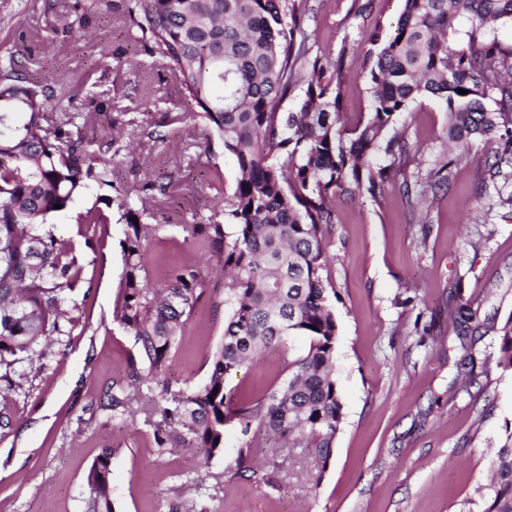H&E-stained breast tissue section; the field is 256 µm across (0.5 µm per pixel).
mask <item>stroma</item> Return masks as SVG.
Returning <instances> with one entry per match:
<instances>
[{"mask_svg":"<svg viewBox=\"0 0 512 512\" xmlns=\"http://www.w3.org/2000/svg\"><path fill=\"white\" fill-rule=\"evenodd\" d=\"M296 3L304 54L282 109L303 98L308 60L341 58L343 121L354 127L371 110L361 67L365 33L377 21L395 24L403 0ZM82 14L86 27L64 30ZM19 41L30 48L31 78L83 80L94 85L103 106L83 135L111 159L113 184L91 186L54 217L63 238L78 239L76 214L104 206L113 189L135 205L148 183L169 185L152 218L158 227L148 245L152 280L163 282L172 269L195 263L210 290L152 388L204 382L224 334V267L192 250L181 227L223 222L203 179L217 169L223 190L232 192L234 157L180 97L165 63L141 52L119 12L92 7L90 0H0V55ZM103 48L110 56L100 57ZM95 104L80 95L60 106L90 112ZM156 131L166 141L154 140ZM384 136L403 139L406 155L378 152L375 162L387 174L382 194H337L335 222L325 233L322 276L334 291L343 402L326 469L271 435L267 445L277 453L278 469L262 455L239 477V425L226 427L224 448L213 457L186 449L161 456L148 398L134 400L121 423L101 410L106 388L125 379L139 357L132 336L112 317L125 273L124 226L114 221L97 252L83 256L84 285L75 292L72 332L60 353L46 366H33L23 391L6 404L11 423L0 428V512H84L85 476L108 448L115 512H170L179 495L201 501L209 512H483L491 461L512 432V373L496 365L492 331L512 316V160L495 157L494 144L471 143L449 186L431 190L433 173L448 160V114L428 98L397 115ZM454 289L489 326L481 339L458 338L449 326ZM305 348L303 339L293 338L227 385L247 396L265 394L285 383L288 356ZM468 354L482 389L461 387L457 365Z\"/></svg>","mask_w":512,"mask_h":512,"instance_id":"35a3bbf8","label":"stroma"}]
</instances>
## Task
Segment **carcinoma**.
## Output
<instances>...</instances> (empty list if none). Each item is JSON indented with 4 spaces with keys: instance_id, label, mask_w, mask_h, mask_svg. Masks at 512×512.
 Wrapping results in <instances>:
<instances>
[{
    "instance_id": "1",
    "label": "carcinoma",
    "mask_w": 512,
    "mask_h": 512,
    "mask_svg": "<svg viewBox=\"0 0 512 512\" xmlns=\"http://www.w3.org/2000/svg\"><path fill=\"white\" fill-rule=\"evenodd\" d=\"M115 9L134 31L143 52L165 61L182 98L234 156L239 177L224 201V223L184 224L183 240L224 264V334L211 356L206 381L168 386L151 399L159 414L153 440L158 454L224 448V426H242L236 471H249L264 430L304 448L314 466L326 468L343 421L334 355L338 325L322 271L323 235L334 223L336 191L362 185L381 192L385 171L372 165L385 130L397 114L426 97L448 112V139H499L512 154V72L494 43L477 31L512 20V0H404L392 37L381 24L366 32L363 59L372 108L366 122L342 124L340 68L316 58L307 88L294 110L281 111L292 67L304 44L293 0H120ZM472 24L467 44L458 23ZM21 51L0 57V400L24 388L25 364L55 355L70 334L65 323L76 309L73 292L83 264L73 246L56 234L52 217L68 210L91 184L113 187L112 161L81 136L96 120L88 112H62L44 122L66 89L59 79L28 78ZM466 93L460 94L458 90ZM500 95L489 107L490 93ZM152 195L135 208L126 195L106 200L125 222L121 241L125 274L113 321L134 337L146 373L131 365L129 380L113 384L106 410L123 421L133 397L154 375L168 370L198 304L210 285L192 264L149 283L146 247L157 228L145 222L168 186L149 184ZM59 204L61 208L54 209ZM137 222H132V219ZM79 224H108L93 206ZM459 336H483L471 308H452ZM496 365L512 372V316L495 330ZM302 336L307 350L288 356V381L258 397L240 398L227 378L259 354ZM257 434L250 435L251 427ZM112 453L97 457L85 477L86 512H113ZM484 512H512V432L497 448L483 488Z\"/></svg>"
}]
</instances>
